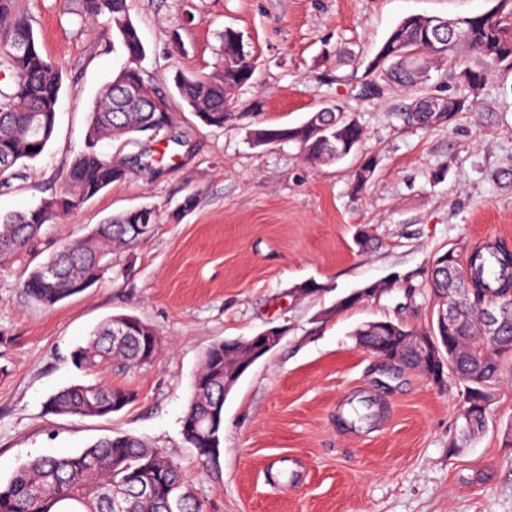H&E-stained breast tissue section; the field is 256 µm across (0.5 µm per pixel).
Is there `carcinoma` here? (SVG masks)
<instances>
[{
    "label": "carcinoma",
    "mask_w": 512,
    "mask_h": 512,
    "mask_svg": "<svg viewBox=\"0 0 512 512\" xmlns=\"http://www.w3.org/2000/svg\"><path fill=\"white\" fill-rule=\"evenodd\" d=\"M82 17L115 34L126 62L99 92L87 119L83 149L75 156L63 179L60 193L44 199L25 212L0 216V263L16 256L34 240L43 225L59 222L69 212L113 185L126 181L137 169L153 167L152 150L146 146L137 154L119 157L101 151L104 142L122 139L140 142L151 130L168 132L178 123V113L168 100L152 92L144 78L140 61L146 48L129 14L128 0H82ZM426 20L403 18L381 44L377 56H389L380 67V76L404 89L423 84L419 74L404 60L405 52L429 67L467 69L476 79L470 89L482 86L487 78L483 69H474L464 54L481 58L487 64L512 68V27L502 16L488 12L464 18L460 35L446 50L439 51ZM256 73L257 61L247 53L224 65L220 76L177 72L174 83L185 107L204 125L222 128L232 120L224 105L234 101L233 93L242 87L240 75ZM0 75L7 79L0 88V184L15 178V167L39 158L53 137L57 104L64 82L62 67L45 56L31 20L16 10L15 0H0ZM425 98L417 100L404 119L422 127L448 123L442 116L422 111ZM342 126L337 111L314 112L296 126H259L249 135L267 138L268 144L285 141L295 144L304 158L314 163H338L336 130ZM33 150H27V147ZM377 161L366 156L355 172L354 189H363L373 178ZM160 211L153 205L134 214L127 211L97 225L86 237L63 243L48 261L31 270L22 281L24 293L34 302L51 307L77 295L73 285L95 284L107 270L103 262L122 249L133 248L148 239L133 232V225L146 224L149 230L160 223ZM464 255L474 257L472 276L462 278V258L458 249L439 255L448 259V272L434 263L428 271L429 286L440 289L439 306L456 314L448 326L454 337L444 346V368L464 385L462 409L469 406V393H483L485 407L471 413L470 434L483 429L492 394L490 385L500 381L502 362L512 352V246L502 240H485L465 247ZM55 266L47 279L40 269ZM497 306L503 327L496 339L484 335L480 310ZM127 319L138 325L137 332L123 339L114 337L116 321ZM161 338L148 323L132 315H114L71 354L74 366L92 375L104 366L135 370L154 361ZM384 353L393 362L425 370L405 343L399 339ZM235 362L222 364L205 351L194 377L192 396L183 416L185 442L204 463H216L220 433L224 425V370ZM133 395L100 382L74 384L52 394L47 409L58 415L78 418L108 417L131 403ZM350 426L375 416L373 402L361 401L353 408ZM0 512H204V503L181 477L179 467L159 449L129 435L101 438L66 456H40L22 465L7 482L0 481Z\"/></svg>",
    "instance_id": "cac0c4a2"
}]
</instances>
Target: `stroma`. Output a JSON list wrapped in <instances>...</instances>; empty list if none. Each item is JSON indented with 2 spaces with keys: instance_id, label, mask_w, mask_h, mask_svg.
Here are the masks:
<instances>
[{
  "instance_id": "obj_1",
  "label": "stroma",
  "mask_w": 512,
  "mask_h": 512,
  "mask_svg": "<svg viewBox=\"0 0 512 512\" xmlns=\"http://www.w3.org/2000/svg\"><path fill=\"white\" fill-rule=\"evenodd\" d=\"M147 55L145 78L179 104L175 72L224 70V31L257 57L255 83L234 95L224 127L179 122L181 144L157 136L162 171L144 170L101 192L0 265V480L44 455L71 454L105 436L134 435L180 468L206 512H512V376L494 384L487 423L461 440L463 388L421 371H387L354 332L371 320L427 328L436 315L426 271L448 249L484 239L512 244V69L489 66L470 91L446 69L421 90L363 91L370 65L405 16L469 17L497 0H128ZM43 52L67 79L56 128L23 179L0 190V214L58 192L82 149L87 115L125 63L119 41L89 30L81 0H17ZM468 97L471 111L418 127L401 114L421 93ZM337 104L366 128L360 155L326 165L296 145L253 146L254 123L294 126ZM378 161L353 189L361 155ZM155 205L151 237L113 258L84 292L47 308L20 281L67 239L107 218ZM321 291L296 295L303 283ZM378 282L384 293L344 310L340 297ZM133 315L163 343L134 372L95 378L135 398L105 418L57 415L59 389L84 381L71 352L107 317ZM286 330L224 401L217 463L203 464L181 433L192 379L214 342ZM380 413L358 428L343 420L359 397Z\"/></svg>"
}]
</instances>
